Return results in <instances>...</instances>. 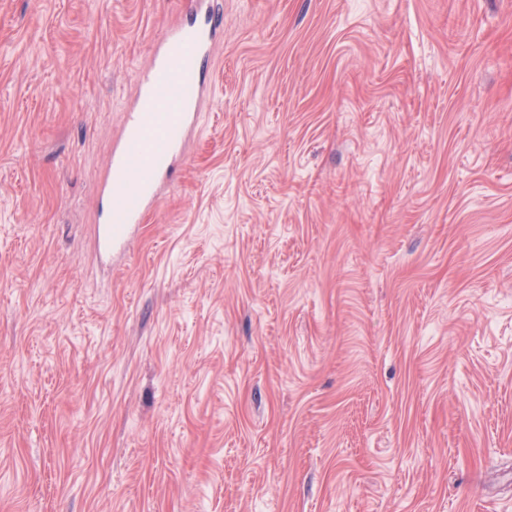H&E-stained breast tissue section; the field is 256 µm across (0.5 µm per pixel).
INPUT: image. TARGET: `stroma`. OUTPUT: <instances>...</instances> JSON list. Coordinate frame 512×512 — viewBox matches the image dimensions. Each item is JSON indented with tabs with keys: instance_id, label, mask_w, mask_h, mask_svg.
Segmentation results:
<instances>
[{
	"instance_id": "1",
	"label": "stroma",
	"mask_w": 512,
	"mask_h": 512,
	"mask_svg": "<svg viewBox=\"0 0 512 512\" xmlns=\"http://www.w3.org/2000/svg\"><path fill=\"white\" fill-rule=\"evenodd\" d=\"M188 2L0 0V512H512V0H214L108 261ZM196 20L168 32L159 43L150 71L143 77L133 111L114 144L99 193L102 223L96 246L112 253L125 246L134 229L161 199L173 158L197 127L211 95L200 69L220 30L212 1L191 0ZM175 98L179 110L167 111Z\"/></svg>"
}]
</instances>
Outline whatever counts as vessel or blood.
I'll use <instances>...</instances> for the list:
<instances>
[{
    "mask_svg": "<svg viewBox=\"0 0 512 512\" xmlns=\"http://www.w3.org/2000/svg\"><path fill=\"white\" fill-rule=\"evenodd\" d=\"M195 22L168 32L143 77L121 138L114 144L99 193L102 222L96 246L110 253L125 245L161 199L173 158L197 127L211 95L200 66L220 25L210 0H191Z\"/></svg>",
    "mask_w": 512,
    "mask_h": 512,
    "instance_id": "b4317fda",
    "label": "vessel or blood"
}]
</instances>
